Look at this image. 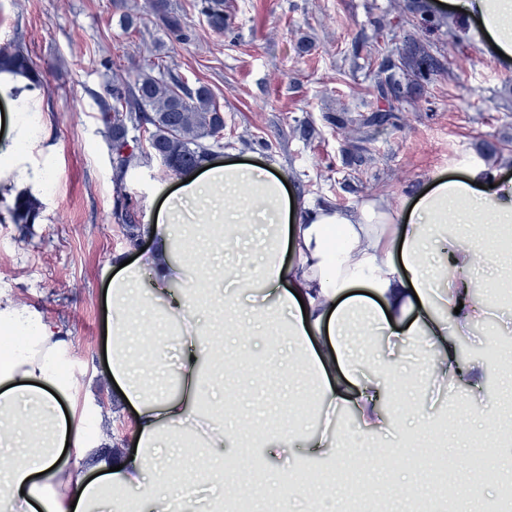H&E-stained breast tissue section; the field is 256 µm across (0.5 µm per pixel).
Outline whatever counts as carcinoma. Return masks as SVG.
Returning <instances> with one entry per match:
<instances>
[{"instance_id": "1", "label": "carcinoma", "mask_w": 512, "mask_h": 512, "mask_svg": "<svg viewBox=\"0 0 512 512\" xmlns=\"http://www.w3.org/2000/svg\"><path fill=\"white\" fill-rule=\"evenodd\" d=\"M155 17L172 34H182V23L170 8V0H148ZM202 13L211 29L222 32L228 27L221 0H203ZM154 67L141 69L134 80L112 86V104L105 106V137L115 161L116 185H121L129 168L139 162L143 150L130 132L143 126L150 128L149 154L157 157L165 171L178 174L208 160L212 149L221 145L224 113L211 90L201 85L195 89L184 85L174 75H153ZM29 75L33 64L23 47L16 43L8 53L0 52V73ZM449 76L448 68L432 53L431 43L412 40L398 58H381L376 74L377 98L385 106L372 110L362 119L365 127L382 126L397 118L404 104L422 91V82ZM131 242L138 241L143 225L128 204L115 212ZM491 454L482 452L470 458L465 468L481 476H493L487 465Z\"/></svg>"}]
</instances>
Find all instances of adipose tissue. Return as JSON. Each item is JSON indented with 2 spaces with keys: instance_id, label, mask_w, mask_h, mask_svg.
I'll return each instance as SVG.
<instances>
[{
  "instance_id": "obj_1",
  "label": "adipose tissue",
  "mask_w": 512,
  "mask_h": 512,
  "mask_svg": "<svg viewBox=\"0 0 512 512\" xmlns=\"http://www.w3.org/2000/svg\"><path fill=\"white\" fill-rule=\"evenodd\" d=\"M480 22L490 44L512 62V0H442ZM0 145V193L38 190L48 178L32 161L39 132L9 122ZM150 210L153 248L117 267L105 293L107 376L134 416L135 451L120 470L73 478L89 447L98 410L82 400L70 343L37 310L0 290V512L25 501L29 512H177L201 483L169 491L145 480L160 473L164 448L195 447L222 456L239 432L224 427L235 406L212 371L253 360L250 339L280 338L274 369L313 376L311 432L290 427L252 434L268 464L291 454L336 461L337 409L368 431L389 424L391 387L359 366L353 339L389 348L422 338L449 378L478 386L482 368L459 362L457 338L489 316L476 296L483 266L495 267L512 295V177L485 164L438 177L390 203L353 209L299 198L284 176L232 159L204 162ZM179 343L166 362L156 338ZM162 371L177 391L149 393L139 376Z\"/></svg>"
}]
</instances>
